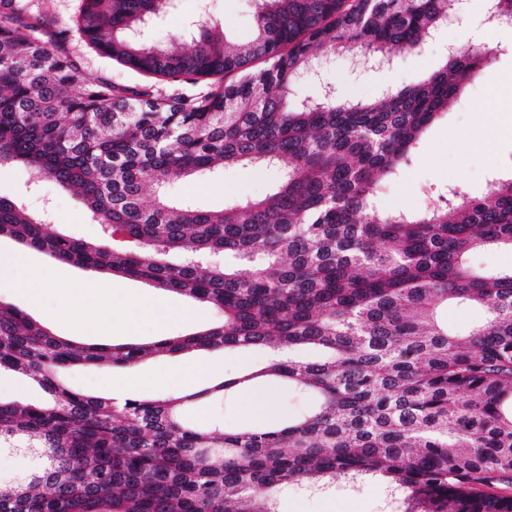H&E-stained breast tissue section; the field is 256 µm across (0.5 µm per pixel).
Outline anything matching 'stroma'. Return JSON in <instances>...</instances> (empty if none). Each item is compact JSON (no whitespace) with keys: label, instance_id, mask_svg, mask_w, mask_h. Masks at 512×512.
I'll list each match as a JSON object with an SVG mask.
<instances>
[{"label":"stroma","instance_id":"1","mask_svg":"<svg viewBox=\"0 0 512 512\" xmlns=\"http://www.w3.org/2000/svg\"><path fill=\"white\" fill-rule=\"evenodd\" d=\"M471 21L482 24L478 47L489 50L491 63L486 78L471 82L453 108L440 116L426 131L423 145L413 162L381 192V203L389 209L415 211L423 207L421 187L427 184L452 185L476 193L484 189L490 173L512 166V112L504 111L488 92L490 79L512 77V27L483 25L484 0H469ZM251 0H178L175 9L149 30L151 39L165 41L180 34L185 26L201 17L223 22L238 39L251 32ZM458 28L445 29L437 40L426 45L422 55L412 57L396 68L382 72L352 74L346 61L340 60L325 72L337 97L342 99L376 97L386 84L411 83L436 69L449 45L461 42ZM64 51L77 59L91 79H112L130 87H152L154 93L169 96L191 95L206 91V82L157 81L115 60L98 55L78 38L62 42ZM486 125L497 139L496 149L485 140L467 137L477 125ZM271 172L243 167L225 168L216 178L196 175L169 185V193L189 199L208 209H220L227 198L257 199L268 192ZM0 196L14 199L31 211L47 210L49 222L57 232L79 239L101 236L99 225L91 223L76 194L52 182L38 188L28 186V173L19 165L0 166ZM279 512H392L386 493L379 483L370 482L352 489L337 485L326 492L289 490L281 497Z\"/></svg>","mask_w":512,"mask_h":512}]
</instances>
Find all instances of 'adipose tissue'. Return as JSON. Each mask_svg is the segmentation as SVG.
<instances>
[{"label": "adipose tissue", "instance_id": "obj_1", "mask_svg": "<svg viewBox=\"0 0 512 512\" xmlns=\"http://www.w3.org/2000/svg\"><path fill=\"white\" fill-rule=\"evenodd\" d=\"M10 275L11 288L30 300L54 293L58 306L49 317L56 324L77 328L87 336H109L117 330L135 328L136 318L151 317L159 334H167L173 326L192 322L194 310L174 307L156 295L126 296L129 319L114 320L112 316V286L98 279H87L75 285L61 287V278L54 264L31 265L25 252L0 251V273Z\"/></svg>", "mask_w": 512, "mask_h": 512}]
</instances>
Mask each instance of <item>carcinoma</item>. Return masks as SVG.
<instances>
[{
	"instance_id": "1",
	"label": "carcinoma",
	"mask_w": 512,
	"mask_h": 512,
	"mask_svg": "<svg viewBox=\"0 0 512 512\" xmlns=\"http://www.w3.org/2000/svg\"><path fill=\"white\" fill-rule=\"evenodd\" d=\"M252 2L246 42L206 19L189 26L186 49L180 37H139L175 0H80L56 33L49 10L0 0V165L24 166L33 186L74 190L104 231L97 242L73 238L0 197V237L222 315L185 336L86 345L0 301V370L47 394L39 404L0 401V450L32 456L29 480L0 484V512H278L276 495L290 486L372 479L399 512H512V494L496 491L512 485V266L472 263L512 249V172L493 174L476 196L435 192L417 211L378 205L490 56L452 47L441 69L374 100L301 96L298 75L346 53L383 65L422 54L456 0ZM490 3L494 22L512 23V0ZM69 32L147 75L224 82L170 97L92 80L57 45ZM228 166L277 178L264 198L221 210L165 195ZM219 254L240 264L221 267ZM450 302L483 317L452 331L440 316ZM305 348L317 355L296 359ZM196 349L273 356L193 393L121 406L64 377L77 365L133 368ZM266 376L306 392L313 407L234 429L185 417Z\"/></svg>"
}]
</instances>
